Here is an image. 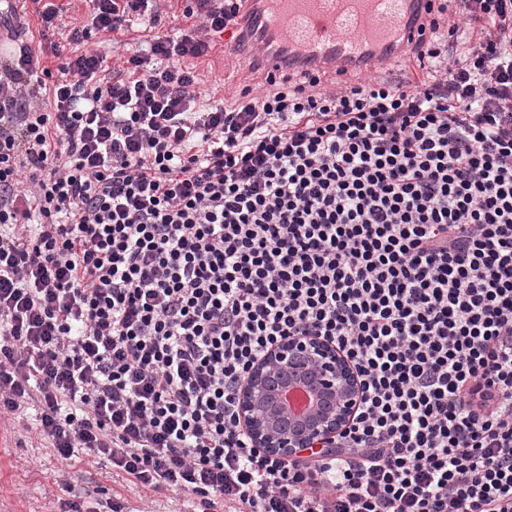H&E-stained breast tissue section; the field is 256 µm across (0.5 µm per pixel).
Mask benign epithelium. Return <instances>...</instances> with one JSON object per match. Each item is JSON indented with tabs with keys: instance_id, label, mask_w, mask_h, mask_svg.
<instances>
[{
	"instance_id": "1",
	"label": "benign epithelium",
	"mask_w": 512,
	"mask_h": 512,
	"mask_svg": "<svg viewBox=\"0 0 512 512\" xmlns=\"http://www.w3.org/2000/svg\"><path fill=\"white\" fill-rule=\"evenodd\" d=\"M293 385L313 397L300 415L288 414L280 400L282 390ZM361 396L357 371L339 350L317 336H292L251 368L238 393V409L255 447L294 458L345 430Z\"/></svg>"
}]
</instances>
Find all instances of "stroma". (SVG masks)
Returning a JSON list of instances; mask_svg holds the SVG:
<instances>
[{
	"instance_id": "stroma-1",
	"label": "stroma",
	"mask_w": 512,
	"mask_h": 512,
	"mask_svg": "<svg viewBox=\"0 0 512 512\" xmlns=\"http://www.w3.org/2000/svg\"><path fill=\"white\" fill-rule=\"evenodd\" d=\"M148 39L142 31L98 34L87 46L112 63L147 50ZM193 65L201 75L202 95L220 102H234L246 87L256 92L266 87L264 76L241 71L221 44ZM26 426V420L0 417V512H66L72 502L109 512L106 503L113 499L121 501L125 512H198L199 498L155 493L117 475L107 458L60 460Z\"/></svg>"
}]
</instances>
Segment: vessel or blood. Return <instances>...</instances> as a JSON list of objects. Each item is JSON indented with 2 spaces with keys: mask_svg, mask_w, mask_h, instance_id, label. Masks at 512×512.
<instances>
[{
  "mask_svg": "<svg viewBox=\"0 0 512 512\" xmlns=\"http://www.w3.org/2000/svg\"><path fill=\"white\" fill-rule=\"evenodd\" d=\"M244 36L230 53L261 74H335L412 58L429 35L432 0H241Z\"/></svg>",
  "mask_w": 512,
  "mask_h": 512,
  "instance_id": "1",
  "label": "vessel or blood"
}]
</instances>
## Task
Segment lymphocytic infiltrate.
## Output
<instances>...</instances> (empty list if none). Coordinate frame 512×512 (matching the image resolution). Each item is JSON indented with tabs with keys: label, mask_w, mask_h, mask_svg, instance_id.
Returning <instances> with one entry per match:
<instances>
[{
	"label": "lymphocytic infiltrate",
	"mask_w": 512,
	"mask_h": 512,
	"mask_svg": "<svg viewBox=\"0 0 512 512\" xmlns=\"http://www.w3.org/2000/svg\"><path fill=\"white\" fill-rule=\"evenodd\" d=\"M4 2L0 414L205 512H512V0H439L412 79L270 74L229 107L185 61L237 0L117 66L90 30L156 26L159 0H89L58 78ZM288 336L362 385L347 432L292 459L236 413Z\"/></svg>",
	"instance_id": "f902f5d3"
}]
</instances>
